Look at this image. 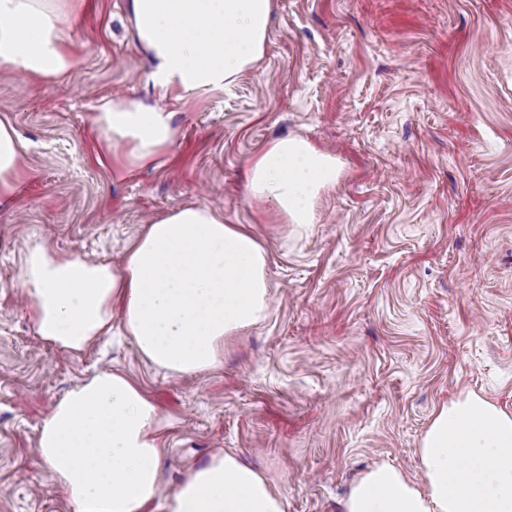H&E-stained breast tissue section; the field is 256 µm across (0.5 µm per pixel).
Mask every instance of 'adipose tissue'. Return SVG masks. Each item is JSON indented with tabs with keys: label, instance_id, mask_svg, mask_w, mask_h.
Segmentation results:
<instances>
[{
	"label": "adipose tissue",
	"instance_id": "1",
	"mask_svg": "<svg viewBox=\"0 0 512 512\" xmlns=\"http://www.w3.org/2000/svg\"><path fill=\"white\" fill-rule=\"evenodd\" d=\"M86 0H0V71L36 82L75 68L66 23ZM273 0H129L148 79L161 93L193 100L221 92L262 58ZM118 168L153 163L173 144V114L115 99L94 118ZM22 143L0 121V206L25 172ZM336 159L287 135L248 164L249 198L288 224L315 220L321 191L335 185ZM268 252L250 229L209 207L179 208L145 226L121 265L90 262L34 243L18 280L44 341L79 352L112 330L113 315L139 353L174 375L222 366L224 341L270 314ZM164 421L124 373L101 370L57 401L37 454L73 512H286L284 497L230 453L191 468L161 492ZM424 487L380 463L362 473L342 512H512V415L468 394L442 405L417 448Z\"/></svg>",
	"mask_w": 512,
	"mask_h": 512
}]
</instances>
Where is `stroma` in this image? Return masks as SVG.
Returning a JSON list of instances; mask_svg holds the SVG:
<instances>
[{"mask_svg":"<svg viewBox=\"0 0 512 512\" xmlns=\"http://www.w3.org/2000/svg\"><path fill=\"white\" fill-rule=\"evenodd\" d=\"M63 80L0 71L26 177L0 207V512H72L34 448L50 407L100 369L168 426L164 490L236 453L287 512H342L374 464L424 478L419 439L469 393L512 414V0H274L265 52L224 92L161 95L128 0H88ZM121 97L174 114L155 164L116 173L94 126ZM299 135L341 168L316 221L285 224L243 172ZM202 204L269 254L271 315L224 364L174 376L115 335L73 354L37 336L15 276L29 244L119 262L151 219Z\"/></svg>","mask_w":512,"mask_h":512,"instance_id":"35a3bbf8","label":"stroma"}]
</instances>
